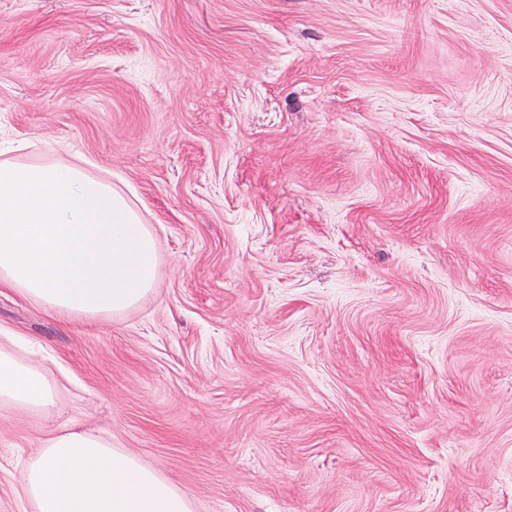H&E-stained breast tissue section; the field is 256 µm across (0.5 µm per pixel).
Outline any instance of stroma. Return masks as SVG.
<instances>
[{
  "mask_svg": "<svg viewBox=\"0 0 512 512\" xmlns=\"http://www.w3.org/2000/svg\"><path fill=\"white\" fill-rule=\"evenodd\" d=\"M88 160L157 239L89 323L0 288L61 389L0 407L193 512H512V0H0V159Z\"/></svg>",
  "mask_w": 512,
  "mask_h": 512,
  "instance_id": "1",
  "label": "stroma"
}]
</instances>
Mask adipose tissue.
<instances>
[{"mask_svg": "<svg viewBox=\"0 0 512 512\" xmlns=\"http://www.w3.org/2000/svg\"><path fill=\"white\" fill-rule=\"evenodd\" d=\"M158 277L143 215L111 183L70 161L0 163V287L51 314L89 322L140 304ZM52 373L0 338V406L42 416L56 407ZM31 512H192L186 494L99 434L46 439L23 467Z\"/></svg>", "mask_w": 512, "mask_h": 512, "instance_id": "1", "label": "adipose tissue"}]
</instances>
